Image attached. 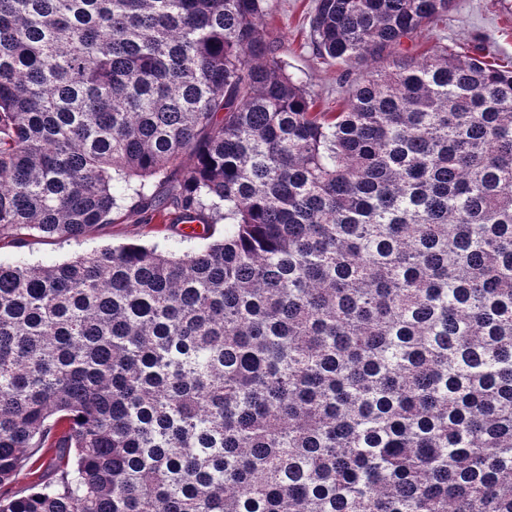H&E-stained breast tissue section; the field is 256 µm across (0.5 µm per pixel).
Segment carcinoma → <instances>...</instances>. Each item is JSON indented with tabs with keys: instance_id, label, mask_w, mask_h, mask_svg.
Masks as SVG:
<instances>
[{
	"instance_id": "obj_1",
	"label": "carcinoma",
	"mask_w": 512,
	"mask_h": 512,
	"mask_svg": "<svg viewBox=\"0 0 512 512\" xmlns=\"http://www.w3.org/2000/svg\"><path fill=\"white\" fill-rule=\"evenodd\" d=\"M270 2L0 0V238L224 221L0 264V512H512V68L317 0L320 112ZM128 202L113 210L112 224L96 226L77 238L49 239L33 234L25 236L21 244L0 240V263L12 264L18 259L31 264L62 263L105 246L127 243L158 245L160 249L183 252L197 250L210 241L180 237L183 225L172 226L176 222L173 212L156 215L151 224H136L137 218L128 212Z\"/></svg>"
}]
</instances>
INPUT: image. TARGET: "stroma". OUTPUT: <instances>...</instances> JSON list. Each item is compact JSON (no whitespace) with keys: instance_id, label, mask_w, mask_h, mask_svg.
I'll use <instances>...</instances> for the list:
<instances>
[{"instance_id":"stroma-1","label":"stroma","mask_w":512,"mask_h":512,"mask_svg":"<svg viewBox=\"0 0 512 512\" xmlns=\"http://www.w3.org/2000/svg\"><path fill=\"white\" fill-rule=\"evenodd\" d=\"M272 2L273 23L285 38L283 58L288 73L305 85L318 110L339 111L349 89L365 75L366 65L347 69L334 61L316 58L310 31L316 0ZM438 41L458 52L480 53L494 65L511 66L512 0H453L443 21L417 39L416 50L424 52ZM175 221V214L164 213L151 223L140 224L123 204L113 210L111 223L96 226L77 238L49 239L33 234L20 243L0 240V263L7 265L19 259L31 264L61 263L106 246L127 243L180 252L203 247L202 239L182 237V229Z\"/></svg>"}]
</instances>
